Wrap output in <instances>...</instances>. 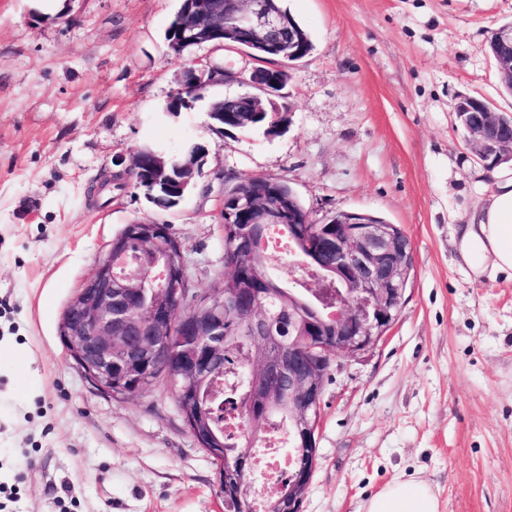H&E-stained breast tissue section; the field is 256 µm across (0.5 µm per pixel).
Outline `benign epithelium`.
Segmentation results:
<instances>
[{"label": "benign epithelium", "mask_w": 512, "mask_h": 512, "mask_svg": "<svg viewBox=\"0 0 512 512\" xmlns=\"http://www.w3.org/2000/svg\"><path fill=\"white\" fill-rule=\"evenodd\" d=\"M187 2L179 36L167 41L176 55L187 47L222 46L228 38L237 49H260L288 62L305 56L295 24L275 11L269 0ZM489 48L500 81L511 84L512 23L494 30ZM214 68L207 62L186 71L177 96L190 86L204 89L212 84ZM287 75L283 67L252 71L249 85L256 92L249 94L248 115L238 118L237 126L258 117L269 118L271 129L282 124L275 97L286 85ZM455 112L470 149L485 167L512 159L511 117L469 96L459 99ZM206 156V148L199 144L179 158L136 154L131 166L145 167L152 199L175 194L177 204L202 175ZM275 184L268 178L239 182L236 191L224 194V223L247 230L254 224H286L297 239L313 238V255L329 253L336 258L334 276L312 264L301 265L305 277L317 285L312 295L336 294L329 320L307 336L302 353L289 357L288 363L266 357L259 363L262 371L288 376V390L267 395V407L288 403L292 425L313 441L304 454L307 465L295 471L288 488V512H300L316 467L315 433L329 369L334 360L367 353L385 339L405 302L410 247L395 225L377 222L365 212L339 210L309 230L307 211L298 210L296 196L280 195ZM167 236H172L169 225L146 224L140 230V250L117 255L109 249L102 254L92 275L66 306L59 336L67 354L98 391L125 398L148 391L152 376L164 377L175 384L174 398L188 421L192 408L200 405L197 388L179 386L177 380L195 383L222 372L226 333L243 337L255 350L264 347L271 322L256 312L254 288H234L207 298L195 309H184L189 292L177 282L186 279V268L182 262L169 260ZM144 250L155 252L158 261L144 265ZM122 280L136 287L112 288ZM141 288L154 295L150 302L137 299ZM244 447L248 468L238 484L236 501L243 512H251L254 464L250 443Z\"/></svg>", "instance_id": "1"}]
</instances>
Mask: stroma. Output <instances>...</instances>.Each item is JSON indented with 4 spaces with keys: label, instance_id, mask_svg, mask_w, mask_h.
I'll use <instances>...</instances> for the list:
<instances>
[{
    "label": "stroma",
    "instance_id": "35a3bbf8",
    "mask_svg": "<svg viewBox=\"0 0 512 512\" xmlns=\"http://www.w3.org/2000/svg\"><path fill=\"white\" fill-rule=\"evenodd\" d=\"M180 0H0V512H224L219 467L164 383L113 398L70 359L59 325L112 238L169 225L189 286L227 282L225 178L291 186L312 222L339 210L400 225L405 303L369 353L326 382L317 462L301 512H360L387 483L433 486L439 512H512V277L473 279L457 224L483 171L454 109L470 96L512 113L487 51L512 0H285L315 48L288 68L276 135L210 128L213 99L247 92L240 50L177 55L164 33ZM237 79L167 106L189 67ZM208 148L176 208L133 189L90 199L144 146Z\"/></svg>",
    "mask_w": 512,
    "mask_h": 512
}]
</instances>
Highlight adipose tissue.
Returning <instances> with one entry per match:
<instances>
[{"instance_id": "ef3b65f1", "label": "adipose tissue", "mask_w": 512, "mask_h": 512, "mask_svg": "<svg viewBox=\"0 0 512 512\" xmlns=\"http://www.w3.org/2000/svg\"><path fill=\"white\" fill-rule=\"evenodd\" d=\"M490 177L491 192L479 194L454 239L460 264L476 279L512 274V165H498ZM362 512H439V502L427 481H393Z\"/></svg>"}]
</instances>
